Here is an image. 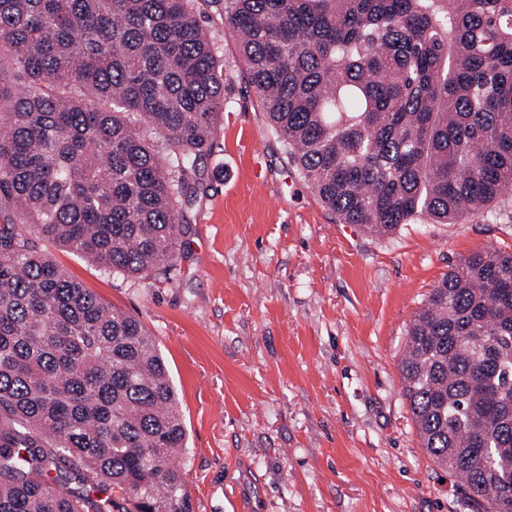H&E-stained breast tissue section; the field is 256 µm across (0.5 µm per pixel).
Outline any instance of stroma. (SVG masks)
I'll list each match as a JSON object with an SVG mask.
<instances>
[{
	"mask_svg": "<svg viewBox=\"0 0 512 512\" xmlns=\"http://www.w3.org/2000/svg\"><path fill=\"white\" fill-rule=\"evenodd\" d=\"M204 21L224 112L177 268L134 279L50 253L156 336L193 512H473L421 446L399 362L451 267L489 247L512 254V194L500 216L460 224L377 235L340 223L271 129L223 5Z\"/></svg>",
	"mask_w": 512,
	"mask_h": 512,
	"instance_id": "35a3bbf8",
	"label": "stroma"
}]
</instances>
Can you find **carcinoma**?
Wrapping results in <instances>:
<instances>
[{
  "label": "carcinoma",
  "mask_w": 512,
  "mask_h": 512,
  "mask_svg": "<svg viewBox=\"0 0 512 512\" xmlns=\"http://www.w3.org/2000/svg\"><path fill=\"white\" fill-rule=\"evenodd\" d=\"M217 0H0V512H192L155 336L49 242L144 279L180 257L224 111ZM268 122L343 224L512 188V0H224ZM404 395L476 512H512V255L464 257L407 330ZM78 487H70L71 483Z\"/></svg>",
  "instance_id": "cac0c4a2"
}]
</instances>
